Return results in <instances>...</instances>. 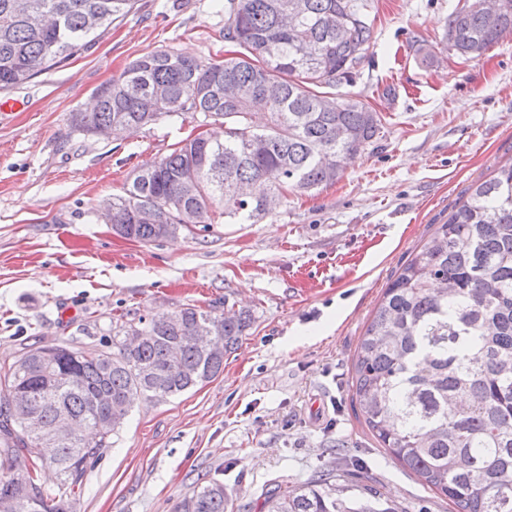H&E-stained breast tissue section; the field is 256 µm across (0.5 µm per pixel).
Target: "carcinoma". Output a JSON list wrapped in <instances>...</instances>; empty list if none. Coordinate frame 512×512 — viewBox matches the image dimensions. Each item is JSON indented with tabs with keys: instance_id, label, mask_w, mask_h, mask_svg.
<instances>
[{
	"instance_id": "obj_1",
	"label": "carcinoma",
	"mask_w": 512,
	"mask_h": 512,
	"mask_svg": "<svg viewBox=\"0 0 512 512\" xmlns=\"http://www.w3.org/2000/svg\"><path fill=\"white\" fill-rule=\"evenodd\" d=\"M135 0H0V89L25 84L87 50L98 32L129 14ZM364 0H226L224 39L238 50L223 60L173 51L143 55L98 87L90 113L74 112V128L142 129L197 114L224 125V137L198 134L137 171L112 198V225L140 243L181 229L180 210L197 224L217 218L255 220L264 200L334 183L339 163L356 156L380 125L368 106L336 89L349 84L374 34ZM512 33V0L500 8L451 13L448 40L461 57L478 58ZM231 84L245 101L266 108L253 125L218 85ZM156 87L167 91L146 107ZM145 210L157 223L139 219ZM165 234H160L161 228ZM208 323L230 351L251 325V314L216 315L186 307L136 324H122L112 350L66 344L39 346L8 365L4 379L28 395L44 424L59 414L82 425L60 440L53 459L20 422L4 419L0 403V495L35 491L29 512H73L86 472L109 447L138 397L161 400L208 381L224 359L209 344L186 337ZM139 336L129 344L125 337ZM147 367L150 373L142 374ZM352 402L380 447L455 512H512V163L501 165L458 203L385 289L359 341ZM26 448L32 469L11 472L14 451ZM45 467L59 483L40 482ZM266 512H406L344 474L320 470L290 486L262 488ZM224 484L194 487L176 512H227Z\"/></svg>"
}]
</instances>
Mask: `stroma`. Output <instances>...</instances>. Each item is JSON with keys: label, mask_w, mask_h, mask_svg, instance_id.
<instances>
[{"label": "stroma", "mask_w": 512, "mask_h": 512, "mask_svg": "<svg viewBox=\"0 0 512 512\" xmlns=\"http://www.w3.org/2000/svg\"><path fill=\"white\" fill-rule=\"evenodd\" d=\"M366 3L375 42L347 91L379 114L378 134L335 184L288 195L255 223L148 244L115 235L100 204L198 122L119 139L71 125L142 55L223 57L224 0H137L89 50L8 90L25 108L0 116V366L47 344L104 349L116 322L189 306L252 315L215 377L135 404L77 512H175L217 475L233 512H260L263 485L327 465L407 512H454L379 448L351 400V367L389 282L512 159V38L465 59L447 40L461 0Z\"/></svg>", "instance_id": "1"}]
</instances>
